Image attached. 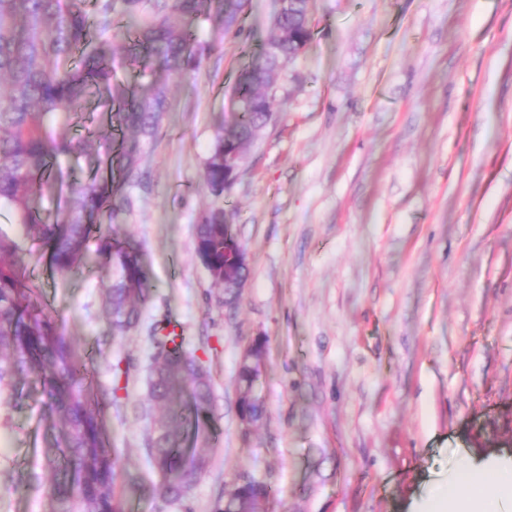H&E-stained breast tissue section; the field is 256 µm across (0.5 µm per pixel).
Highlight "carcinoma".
Here are the masks:
<instances>
[{
  "instance_id": "obj_1",
  "label": "carcinoma",
  "mask_w": 512,
  "mask_h": 512,
  "mask_svg": "<svg viewBox=\"0 0 512 512\" xmlns=\"http://www.w3.org/2000/svg\"><path fill=\"white\" fill-rule=\"evenodd\" d=\"M247 0H0V209L12 211L27 235L46 248L55 271L69 273L81 261L89 239L118 271L103 299L119 333L138 327L155 283L138 249L93 223L101 211L114 220L131 205L125 188L144 179L143 144L157 139L170 108V77L196 70L208 47L192 24L204 17L218 30H244ZM311 0H292L274 21V34L242 69L230 116L219 128L205 163L203 181L224 198V151L245 152L267 126L274 105L267 89L284 65L311 43ZM121 37L136 81L113 71L110 36ZM116 116L112 126L109 180L92 179L71 196L60 218L47 221L36 197L51 194L62 173L61 157H83L100 164L104 135H55L44 119L76 112L89 96ZM239 246L224 206L210 207L196 225V254L212 280L233 292L226 276L230 250ZM18 242L0 230V395L16 398L28 380L47 396L44 469L52 512H125L117 489V455L106 447L99 419L104 407L90 392L92 374L77 359L72 341L38 303V288ZM146 370L148 401L159 409L146 439L147 458L164 497L182 500L208 471L207 449L216 441L211 424L212 379L207 367L187 350V340L171 322L149 331ZM130 363H112V396L127 389ZM247 378H238L239 404L251 423L263 413ZM272 487L248 472L224 489L217 512H262Z\"/></svg>"
}]
</instances>
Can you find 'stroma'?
<instances>
[{"label":"stroma","mask_w":512,"mask_h":512,"mask_svg":"<svg viewBox=\"0 0 512 512\" xmlns=\"http://www.w3.org/2000/svg\"><path fill=\"white\" fill-rule=\"evenodd\" d=\"M313 39L277 82V116L243 155L224 209L248 258L234 306L195 254L214 199L203 169L237 77L273 33L276 0H249L243 33L193 27L210 51L172 80L116 226L155 281L146 321L170 319L210 369L218 437L183 501L127 496V512H216L243 471L267 512H425L435 486L512 464V0H311ZM108 131L111 113L51 119ZM114 267L89 244L72 275L34 266L38 300L112 390L103 414L119 479L158 478L144 441L147 331L111 335ZM266 343L265 414L239 420L243 349ZM46 398L0 401V512H50L41 474Z\"/></svg>","instance_id":"stroma-1"}]
</instances>
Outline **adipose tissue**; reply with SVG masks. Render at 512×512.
<instances>
[{"instance_id": "1", "label": "adipose tissue", "mask_w": 512, "mask_h": 512, "mask_svg": "<svg viewBox=\"0 0 512 512\" xmlns=\"http://www.w3.org/2000/svg\"><path fill=\"white\" fill-rule=\"evenodd\" d=\"M512 494V468L476 469L467 482L438 489L429 502V512H441L447 499H454L460 512H502L501 502Z\"/></svg>"}]
</instances>
